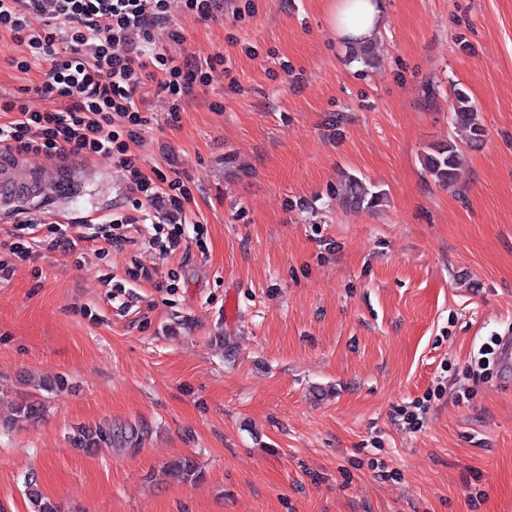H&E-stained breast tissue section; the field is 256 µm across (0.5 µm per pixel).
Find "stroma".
Here are the masks:
<instances>
[{
    "label": "stroma",
    "instance_id": "35a3bbf8",
    "mask_svg": "<svg viewBox=\"0 0 512 512\" xmlns=\"http://www.w3.org/2000/svg\"><path fill=\"white\" fill-rule=\"evenodd\" d=\"M383 2L371 68L331 33L330 0L179 16L172 53L223 52L236 82L187 97L175 128L143 95L145 169L162 139L190 179L186 248L141 255L175 282H130L126 250L80 264L44 245L0 282V512H34L30 478L61 512H512V376L479 367L512 332V0ZM23 52L0 32V102L40 81L10 66ZM457 87L481 145L448 121ZM451 139L445 189L421 156ZM57 164L83 187L31 216L127 211L109 160ZM346 172L382 206L345 209ZM431 390L421 429L396 417ZM25 400L42 419L6 425ZM98 424L140 438L75 449ZM183 455L200 484L164 475Z\"/></svg>",
    "mask_w": 512,
    "mask_h": 512
}]
</instances>
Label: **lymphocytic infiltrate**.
<instances>
[{"label":"lymphocytic infiltrate","mask_w":512,"mask_h":512,"mask_svg":"<svg viewBox=\"0 0 512 512\" xmlns=\"http://www.w3.org/2000/svg\"><path fill=\"white\" fill-rule=\"evenodd\" d=\"M35 14L45 15L42 27L33 26ZM0 31L26 49L11 58L12 67L24 74L41 70L35 97L14 96L0 105L10 116L0 125V147L32 156L110 159L131 192V213L93 232L50 225L49 248L71 255L104 244L148 249L163 259L180 250L191 190L168 143L158 144L164 167L149 173L132 151L149 125L142 92L155 82L168 103L166 125L178 126L186 97L230 76L223 53L200 61L161 52L159 36L186 41L171 19L170 0H0Z\"/></svg>","instance_id":"obj_1"}]
</instances>
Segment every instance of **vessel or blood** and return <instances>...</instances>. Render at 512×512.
<instances>
[{
	"mask_svg": "<svg viewBox=\"0 0 512 512\" xmlns=\"http://www.w3.org/2000/svg\"><path fill=\"white\" fill-rule=\"evenodd\" d=\"M51 181L50 168H33L24 156L0 149V215L49 203Z\"/></svg>",
	"mask_w": 512,
	"mask_h": 512,
	"instance_id": "b4317fda",
	"label": "vessel or blood"
}]
</instances>
